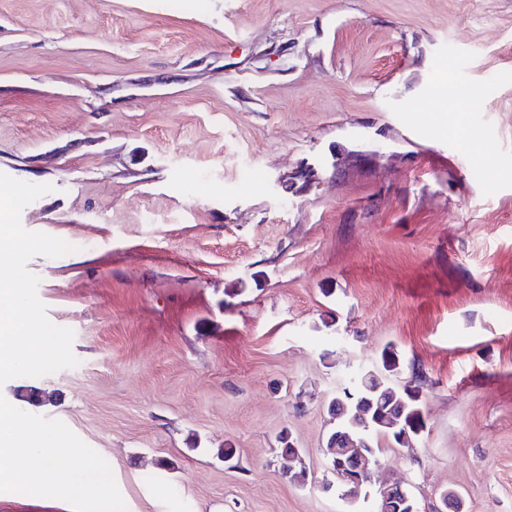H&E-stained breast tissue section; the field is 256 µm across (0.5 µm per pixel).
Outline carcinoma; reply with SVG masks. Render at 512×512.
Listing matches in <instances>:
<instances>
[{"label":"carcinoma","mask_w":512,"mask_h":512,"mask_svg":"<svg viewBox=\"0 0 512 512\" xmlns=\"http://www.w3.org/2000/svg\"><path fill=\"white\" fill-rule=\"evenodd\" d=\"M346 389L350 395L342 396L346 412L338 415L336 403L329 405L334 427L328 434L326 448L340 433L352 445L372 443L371 437L381 435L401 448H412L417 432L424 428L420 400L409 387H396L379 374L368 370L350 382ZM281 468L288 480L305 483L306 471L301 455L285 445L281 448Z\"/></svg>","instance_id":"cac0c4a2"}]
</instances>
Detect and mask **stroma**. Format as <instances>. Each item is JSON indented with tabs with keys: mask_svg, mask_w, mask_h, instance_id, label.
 <instances>
[{
	"mask_svg": "<svg viewBox=\"0 0 512 512\" xmlns=\"http://www.w3.org/2000/svg\"><path fill=\"white\" fill-rule=\"evenodd\" d=\"M0 202V405L56 485L114 481L73 512H374L388 479L512 512V0H0ZM387 349L424 427L344 500L328 403ZM0 321V372L2 373L10 370L17 362L10 343L18 330L11 314L0 316ZM284 445L281 448V468L288 480L293 483L304 484L306 481V471L303 466L301 455L297 454L293 448H290L287 443L281 441Z\"/></svg>",
	"mask_w": 512,
	"mask_h": 512,
	"instance_id": "35a3bbf8",
	"label": "stroma"
}]
</instances>
